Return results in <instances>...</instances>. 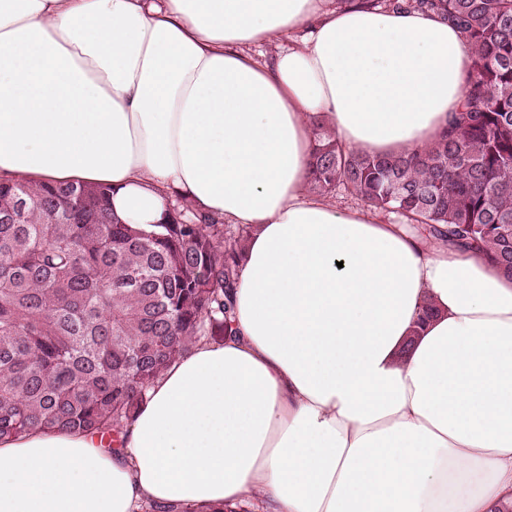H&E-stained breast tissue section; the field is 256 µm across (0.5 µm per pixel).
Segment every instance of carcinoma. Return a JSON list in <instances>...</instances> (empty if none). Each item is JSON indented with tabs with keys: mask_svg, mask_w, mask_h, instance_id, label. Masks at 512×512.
Segmentation results:
<instances>
[{
	"mask_svg": "<svg viewBox=\"0 0 512 512\" xmlns=\"http://www.w3.org/2000/svg\"><path fill=\"white\" fill-rule=\"evenodd\" d=\"M351 3L442 17L471 65L461 106L422 151L350 150L318 123L309 191L342 187L512 275V0H336ZM248 234L187 204L145 231L112 216L103 186L0 182V439L57 429L122 443L176 358L236 333Z\"/></svg>",
	"mask_w": 512,
	"mask_h": 512,
	"instance_id": "carcinoma-1",
	"label": "carcinoma"
}]
</instances>
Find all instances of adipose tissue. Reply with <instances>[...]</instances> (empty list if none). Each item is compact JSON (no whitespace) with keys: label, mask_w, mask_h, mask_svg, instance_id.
Returning a JSON list of instances; mask_svg holds the SVG:
<instances>
[{"label":"adipose tissue","mask_w":512,"mask_h":512,"mask_svg":"<svg viewBox=\"0 0 512 512\" xmlns=\"http://www.w3.org/2000/svg\"><path fill=\"white\" fill-rule=\"evenodd\" d=\"M469 66L421 11L0 0V178L106 186L147 231L177 193L250 231L239 336L171 363L117 451L0 440V512H512V277L305 191L318 121L424 149Z\"/></svg>","instance_id":"obj_1"}]
</instances>
